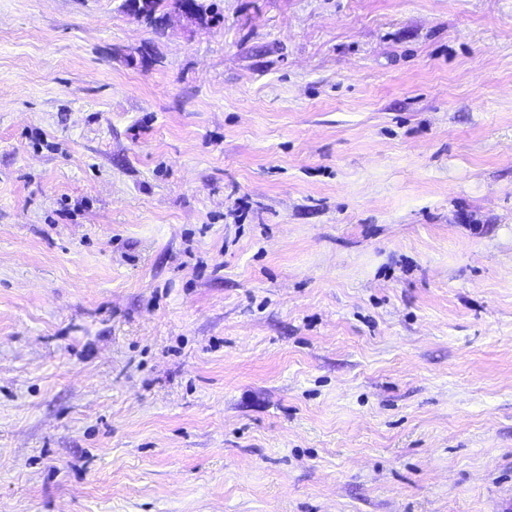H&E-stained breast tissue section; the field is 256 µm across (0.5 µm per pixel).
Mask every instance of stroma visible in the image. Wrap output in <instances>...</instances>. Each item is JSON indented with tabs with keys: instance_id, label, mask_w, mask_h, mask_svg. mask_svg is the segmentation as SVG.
<instances>
[{
	"instance_id": "1",
	"label": "stroma",
	"mask_w": 512,
	"mask_h": 512,
	"mask_svg": "<svg viewBox=\"0 0 512 512\" xmlns=\"http://www.w3.org/2000/svg\"><path fill=\"white\" fill-rule=\"evenodd\" d=\"M0 0V512H512V0ZM156 7V15L159 12H162V15H157L155 20L153 21L156 25H161L158 21H161V18L165 15L164 13L173 8L174 5H177L179 0H153ZM204 0H197V6L199 7L201 13L207 18L210 23H207L205 17L201 14H198L190 4L181 3L178 4L177 7L171 11L166 16V22L170 18H177L181 21H184L186 25L197 28V29H205L209 28L211 23L219 22L221 19V13L218 11L217 5L215 2H211L210 4H205Z\"/></svg>"
}]
</instances>
